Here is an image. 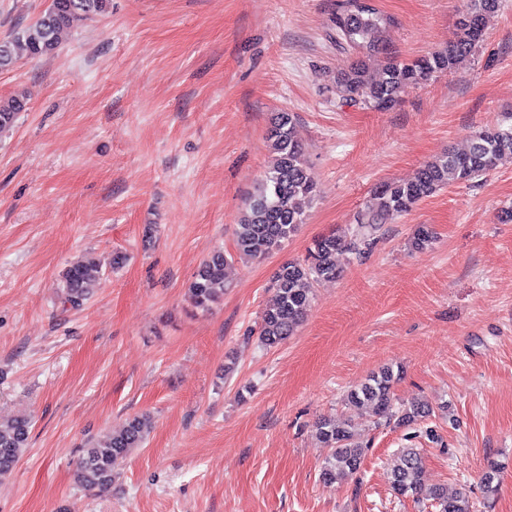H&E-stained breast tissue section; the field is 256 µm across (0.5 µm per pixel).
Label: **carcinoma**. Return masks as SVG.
Segmentation results:
<instances>
[{
    "mask_svg": "<svg viewBox=\"0 0 512 512\" xmlns=\"http://www.w3.org/2000/svg\"><path fill=\"white\" fill-rule=\"evenodd\" d=\"M109 4L110 0H51L32 24L0 39V70L10 69L23 56L33 59L53 54L60 35L76 18L102 14ZM498 6L499 0H469L458 21L457 37L448 43V48L410 61L390 58L374 81L366 78L365 64L358 61L338 79L337 92L347 101L377 111L391 109L401 89L446 73L471 55L483 40L485 16ZM385 24L387 19L375 7H361L359 0H341L336 6L333 25L336 40L343 45L372 51L379 45V34ZM26 106L27 96L23 93L0 99V132L10 128ZM292 124L293 117L286 112L274 118L270 132L274 161L237 224L234 251L240 259L264 258L295 235L304 223V204L314 198V180L304 151L293 138ZM507 160H512V124L495 125L478 131L467 151L448 152L427 162L412 180L377 187L351 235L322 236L314 240L304 259L279 267L273 283L274 301L263 311L258 324L261 344L276 347L295 333L311 304L310 284L340 276L336 255L361 253L362 248L370 245L379 226L393 216L409 211L420 200L448 185L469 182ZM435 235L431 226L423 224L416 229L412 245L422 249L435 240ZM227 263L221 249L210 251L202 261L188 288L195 307L207 309L223 298ZM99 280L100 270L95 262L72 263L63 273L65 302L81 306L92 297ZM397 378L392 367L379 369L348 392L346 405L351 409L365 407L374 416L393 419L399 426H417L429 440L440 442L436 430L428 426L432 411L425 403L412 401L403 407L394 406L393 385ZM149 430V418L135 416L122 428L87 440L76 469L77 484L89 491L110 489L113 459L140 447ZM316 431L321 442L331 449L320 471L321 482L346 480L360 470L366 448L354 440L347 423L325 419ZM30 433L31 422L24 416L0 420V474L15 468L29 445ZM422 468L418 449H401L391 472L393 492L404 498H419L423 492ZM429 497L438 512H473L472 502L461 492L450 494L438 486L430 489Z\"/></svg>",
    "mask_w": 512,
    "mask_h": 512,
    "instance_id": "carcinoma-1",
    "label": "carcinoma"
}]
</instances>
